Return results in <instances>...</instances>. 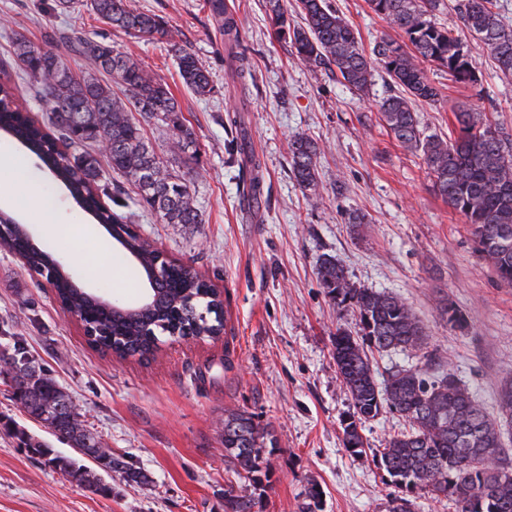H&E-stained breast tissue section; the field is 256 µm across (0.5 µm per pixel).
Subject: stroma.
Listing matches in <instances>:
<instances>
[{
	"label": "stroma",
	"mask_w": 512,
	"mask_h": 512,
	"mask_svg": "<svg viewBox=\"0 0 512 512\" xmlns=\"http://www.w3.org/2000/svg\"><path fill=\"white\" fill-rule=\"evenodd\" d=\"M127 2L160 16L196 55L211 75L210 95L183 86L164 39L128 36L81 6L54 11L53 0H0V82L14 77L8 37L18 31L36 45L51 43L76 70L84 63L70 51V36L109 42L169 85L194 132L189 186L201 221L165 224L137 205L134 227L221 291L224 329L190 342L162 337L147 360L102 354L54 290L0 251V360L33 359L70 394L103 446L149 477L137 486L106 473L109 493L95 494L31 455L21 435L64 455L71 448L30 418L0 378V512H225L231 494L255 498L257 512H388L396 488L376 456L406 423L383 412L364 424L362 453L344 448L341 422L352 405L336 377L332 338L340 327L357 330L358 315L320 288L321 259L333 257L358 285L401 297L426 327L422 351L374 354L379 379L401 368L448 371L493 417L501 382L512 375V288L498 284L470 226L434 191L421 156L381 121L378 105L392 86L380 63L372 65L369 91L354 92L328 69L304 66L288 41L274 37L265 0H225L246 46L250 74L241 79L224 61V38L206 0ZM330 2L365 49L397 38L366 0ZM461 39L478 81L459 85L427 68L441 95L414 105L423 134L455 137L454 112L476 109L512 135V77L479 40ZM297 135L321 149L313 192L292 172L288 145ZM0 155L19 160L25 182L0 209L28 225L82 287L137 301L147 283L132 261L119 258L106 230L53 188L50 173L15 139L0 136ZM255 172L256 199L249 195ZM43 197L55 205L50 234L38 206ZM354 211L365 223H349ZM447 300L465 315V328L442 316ZM228 409L254 413L274 438L268 483L254 485L225 463ZM311 486L320 499L307 497Z\"/></svg>",
	"instance_id": "35a3bbf8"
}]
</instances>
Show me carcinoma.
I'll list each match as a JSON object with an SVG mask.
<instances>
[{
	"label": "carcinoma",
	"mask_w": 512,
	"mask_h": 512,
	"mask_svg": "<svg viewBox=\"0 0 512 512\" xmlns=\"http://www.w3.org/2000/svg\"><path fill=\"white\" fill-rule=\"evenodd\" d=\"M369 8L402 34V41L382 39L372 54L391 82L402 89L383 99L378 107L389 133L404 148L420 154L433 178L435 191L470 225L478 251L493 268L500 286L512 288V139L506 138L477 110L453 113L457 137L444 140L423 135L414 102H434L439 90L428 80L423 64L448 73L457 83H474L477 76L455 30L434 22L443 0H367ZM212 15L221 20L224 61L242 78L247 57L238 21L224 0H207ZM88 10L112 28L131 36L168 35L156 14L129 9L126 0H89ZM266 9L279 39L289 41L295 57L311 68L335 67L338 80L364 92L371 77V61L350 22L328 0H295L296 24L283 0H266ZM463 27L491 52L497 68L512 75V26L505 23L497 0H460ZM71 51L89 71L75 74L55 52L33 44L26 35L13 33L10 43L23 78L37 83L46 102L49 126L25 115L15 102L12 87L0 83V131L38 157L63 185L82 211L98 224H116L125 232L128 217L102 204L99 161L78 149L96 145L113 172L136 190L165 224H199L187 179L157 156L147 141L141 121L162 122L173 129L170 153L178 156L193 144L181 109L168 85L138 61L103 41L84 36L68 38ZM176 52L183 85L199 96L212 92L208 71L194 53L171 44ZM109 76L104 81L91 74ZM122 95H117L113 87ZM141 119H136L135 115ZM64 143L76 153L58 148ZM320 148L303 135L289 143V155L298 183L306 190L317 186ZM119 241L120 256L135 258L144 272L154 267L157 255L151 244L131 233ZM11 248L24 254L33 269L48 266L52 253L37 246L26 252L18 233ZM317 278L338 307L358 313V330L337 328L332 338L336 375L352 400V413L341 423L343 445L360 454L365 422L385 410L395 411L409 429L390 437L377 465L403 492L391 500L389 512H412L407 494L420 488L450 497L460 512H512V460L501 451L498 424L512 425V377L499 393V420L485 409L450 373L429 376L420 369H402L384 383L376 379L369 352L422 350L427 333L411 307L400 297L352 282L332 258L320 262ZM56 292L70 307L94 324L105 325L96 336L101 351L120 358L134 353L144 357L159 346V336L189 330L197 335L220 334L221 301L210 286L185 266L163 269L156 298L140 312L106 311L81 296L76 284L60 276ZM28 414L43 427L66 440L82 458L97 463L112 454L70 410L69 394L42 368L18 387ZM274 443L256 416L246 410L224 413V458L242 469L255 483L267 474L266 443ZM27 446L48 457L60 471L88 483L96 494L109 491L88 467L33 439Z\"/></svg>",
	"instance_id": "1"
}]
</instances>
